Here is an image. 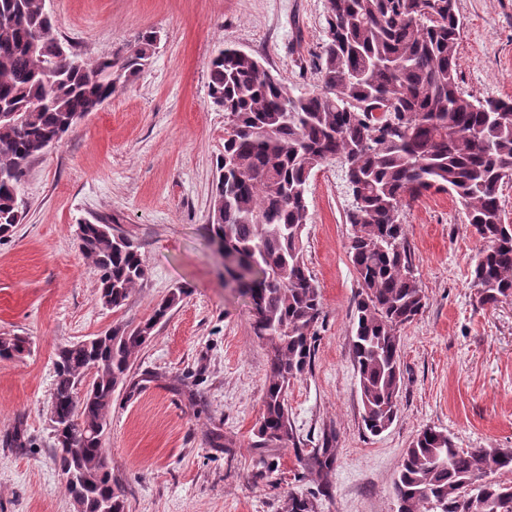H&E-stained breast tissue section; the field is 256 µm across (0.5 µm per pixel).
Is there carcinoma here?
I'll return each mask as SVG.
<instances>
[{
	"mask_svg": "<svg viewBox=\"0 0 512 512\" xmlns=\"http://www.w3.org/2000/svg\"><path fill=\"white\" fill-rule=\"evenodd\" d=\"M457 0H328L321 89L293 93L261 60L231 47L210 64L209 97L224 109V153L212 183L209 231L224 267L252 305L251 328L270 352L254 448L296 445L288 387L315 354L321 294L304 237L315 169L342 163L353 197L346 213L359 290L353 359L367 431L379 435L398 413L403 327L425 306L400 212L429 192L452 196L482 247L471 270L480 306L512 300V224L501 182L512 172V99L462 91ZM154 31L129 50L89 59L62 41L45 0H0V235L21 222L29 161L59 142L73 116L107 101L147 66ZM82 253L98 276L100 300L119 310L146 278L139 247L107 224H80ZM188 294L176 288L137 324L61 348L49 407L59 470L77 512H127L103 448L112 394L130 381L132 358ZM28 350L0 336V358ZM335 449L315 448L301 479L324 491ZM512 448L456 447L425 427L406 448L394 490L399 512H512ZM288 512H317L316 497L293 495Z\"/></svg>",
	"mask_w": 512,
	"mask_h": 512,
	"instance_id": "carcinoma-1",
	"label": "carcinoma"
}]
</instances>
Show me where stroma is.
<instances>
[{
  "label": "stroma",
  "mask_w": 512,
  "mask_h": 512,
  "mask_svg": "<svg viewBox=\"0 0 512 512\" xmlns=\"http://www.w3.org/2000/svg\"><path fill=\"white\" fill-rule=\"evenodd\" d=\"M462 89L512 97V0H457ZM327 0H52L59 35L88 58L160 37L151 63L99 110L34 159L27 211L0 238V336L30 351L0 360V512H74L60 477L47 409L59 350L149 317L173 289L188 294L137 354L116 390L104 446L127 512H288L312 491L298 481V448L333 437L331 487L318 512H398L393 491L417 432H448L460 448H512V300L480 307L470 285L480 242L445 193L405 206L422 313L401 331L398 414L380 435L362 423L352 354L358 291L340 167L309 184L304 238L322 298L313 364L288 389L298 447L252 448L269 354L251 329L248 297L226 287L208 231L224 111L208 95L219 45L260 58L288 89L320 87ZM109 224L147 266L127 304L112 310L75 229ZM24 429L26 447L10 436Z\"/></svg>",
  "instance_id": "obj_1"
}]
</instances>
